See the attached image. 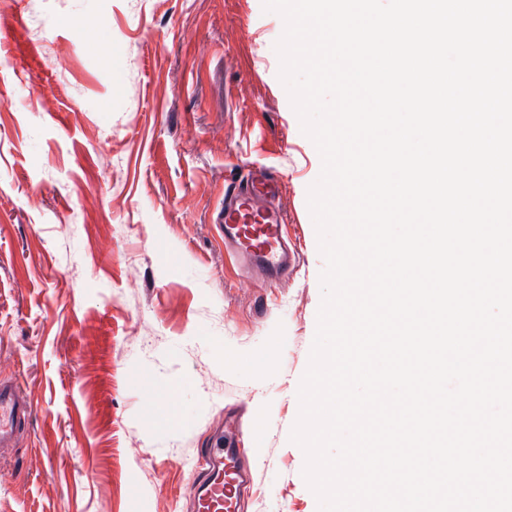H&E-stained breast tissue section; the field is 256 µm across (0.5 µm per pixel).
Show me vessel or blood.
I'll list each match as a JSON object with an SVG mask.
<instances>
[{
  "mask_svg": "<svg viewBox=\"0 0 512 512\" xmlns=\"http://www.w3.org/2000/svg\"><path fill=\"white\" fill-rule=\"evenodd\" d=\"M281 183L264 174H248L224 186V205L216 228L224 251L245 273L258 272L268 282H288L300 266V256L288 241L287 215L277 200ZM33 419L29 401L12 381L0 382V447L11 448L26 434ZM197 477L189 489L193 512H238L243 489L250 482L232 440H217L199 459Z\"/></svg>",
  "mask_w": 512,
  "mask_h": 512,
  "instance_id": "b4317fda",
  "label": "vessel or blood"
}]
</instances>
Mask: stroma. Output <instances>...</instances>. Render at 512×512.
<instances>
[{
    "label": "stroma",
    "mask_w": 512,
    "mask_h": 512,
    "mask_svg": "<svg viewBox=\"0 0 512 512\" xmlns=\"http://www.w3.org/2000/svg\"><path fill=\"white\" fill-rule=\"evenodd\" d=\"M262 0H11L0 9V379L33 403L0 512H190L191 464L240 419L242 512H318L290 439L325 262L320 156ZM264 164L302 250L238 276L213 223Z\"/></svg>",
    "instance_id": "stroma-1"
}]
</instances>
